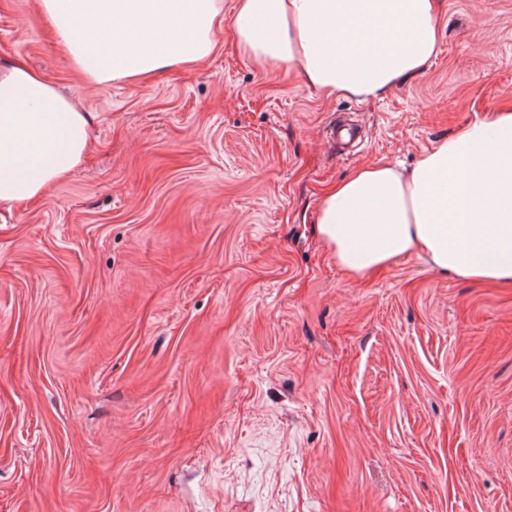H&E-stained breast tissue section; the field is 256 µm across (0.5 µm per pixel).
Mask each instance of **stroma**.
Wrapping results in <instances>:
<instances>
[{
    "instance_id": "stroma-1",
    "label": "stroma",
    "mask_w": 512,
    "mask_h": 512,
    "mask_svg": "<svg viewBox=\"0 0 512 512\" xmlns=\"http://www.w3.org/2000/svg\"><path fill=\"white\" fill-rule=\"evenodd\" d=\"M37 2L0 0V66L93 123L0 204V512H512V288L416 254L355 279L314 232L353 169L512 109V0H442L427 72L367 103L228 28L91 86Z\"/></svg>"
}]
</instances>
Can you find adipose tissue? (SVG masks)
<instances>
[{
    "instance_id": "obj_1",
    "label": "adipose tissue",
    "mask_w": 512,
    "mask_h": 512,
    "mask_svg": "<svg viewBox=\"0 0 512 512\" xmlns=\"http://www.w3.org/2000/svg\"><path fill=\"white\" fill-rule=\"evenodd\" d=\"M88 83L140 81L205 61L232 27L256 66L318 96L382 97L438 51L436 0H38ZM89 115L44 74L0 67V202L41 196L82 161ZM317 233L348 274L413 253L464 281L512 287V110L438 140L410 171L357 169L323 195Z\"/></svg>"
}]
</instances>
